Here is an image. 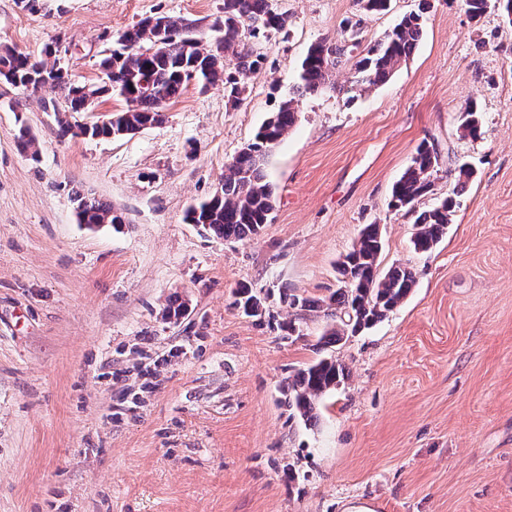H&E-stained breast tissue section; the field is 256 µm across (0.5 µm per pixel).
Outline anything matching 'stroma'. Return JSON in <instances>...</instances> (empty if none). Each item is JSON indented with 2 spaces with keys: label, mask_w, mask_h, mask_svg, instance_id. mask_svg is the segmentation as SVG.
<instances>
[{
  "label": "stroma",
  "mask_w": 512,
  "mask_h": 512,
  "mask_svg": "<svg viewBox=\"0 0 512 512\" xmlns=\"http://www.w3.org/2000/svg\"><path fill=\"white\" fill-rule=\"evenodd\" d=\"M420 1L366 16L360 47ZM424 1L422 38L388 82L356 93L348 61L297 98L267 161L272 221L243 241L184 213L294 96L308 48L339 36L354 0H274L288 28L263 43L241 104L190 86L133 135L60 139L43 104L61 90L0 83V512H512V20ZM156 13L207 25L224 0H0V46L37 55L63 38L69 79L92 82L113 36ZM471 101L475 140L458 131ZM23 125L37 159L17 148ZM424 141L474 170L427 255L411 248L413 214L388 206ZM77 189L125 223H77ZM367 224L382 267H410L416 286L335 346L349 377L310 427L281 388L316 358L323 323L286 339L279 291L335 290ZM242 284L265 315L235 307ZM172 300L177 322L162 315Z\"/></svg>",
  "instance_id": "1"
}]
</instances>
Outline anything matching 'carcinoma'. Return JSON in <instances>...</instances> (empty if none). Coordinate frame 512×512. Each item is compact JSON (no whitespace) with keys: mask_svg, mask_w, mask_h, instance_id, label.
Here are the masks:
<instances>
[{"mask_svg":"<svg viewBox=\"0 0 512 512\" xmlns=\"http://www.w3.org/2000/svg\"><path fill=\"white\" fill-rule=\"evenodd\" d=\"M498 0H458L470 19H480ZM288 16L276 11L271 0H224V41L209 43L200 32H192V22L178 21L155 14L125 29L118 38L124 43L102 51L97 66L96 84L110 97H118L125 106L112 113L115 122L90 134L92 138H109L123 130L134 134L165 121V105L179 97L188 87L189 73H196L198 86H224L228 99L237 103L240 79L259 67L264 54L255 48L260 39L269 40L283 32ZM423 32V16H403L382 39L367 49L354 64L355 87L362 92L393 76L416 48ZM353 53L349 38L327 39L312 44L299 69L298 94H312L330 84L333 71ZM64 89V105L52 101L61 138L84 134L74 122L84 111L85 84L65 78L57 55L56 42L47 44L38 56L0 49V81L31 93L45 79ZM296 121L295 98L282 102L270 114L251 142L242 147L225 165L222 198H210L191 207L185 214L188 224L224 240L256 237L272 221L274 189L267 180L265 166L273 149L284 139ZM458 129L461 136L473 140L481 136V113L471 103L461 112ZM440 168L439 153L423 142L392 189L391 206L396 210L416 211L419 202L433 194L431 177ZM456 183L451 195L435 206L418 213L414 222L413 248L430 253L447 233L454 216V195L462 191L473 172L461 165L455 168ZM75 215L80 224H121L123 218L112 205L89 194L74 193ZM383 238L377 224H367L352 249L337 267L338 288L326 298L311 299L283 290V302L295 310L288 321V335L303 336L299 324L310 318L324 321L317 341L320 348L331 347L383 321L408 297L416 285L415 274L398 264L380 270ZM235 304L249 317L263 307L261 297L241 286ZM347 378L345 367L335 357L323 356L288 376L285 384L287 404L293 414L313 423L316 403L334 391Z\"/></svg>","mask_w":512,"mask_h":512,"instance_id":"obj_1","label":"carcinoma"}]
</instances>
